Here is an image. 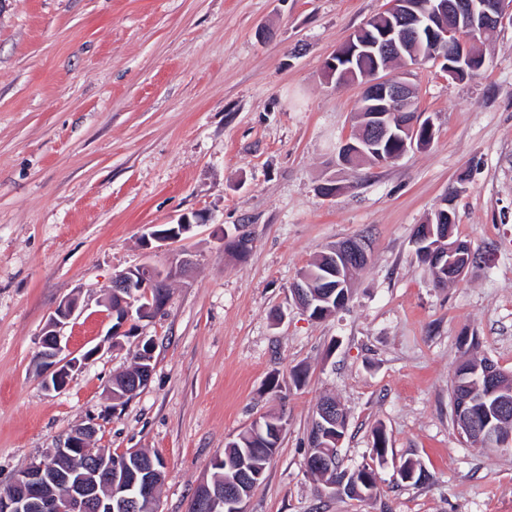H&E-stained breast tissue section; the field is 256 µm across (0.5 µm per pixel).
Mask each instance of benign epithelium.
<instances>
[{"label": "benign epithelium", "instance_id": "7a95c632", "mask_svg": "<svg viewBox=\"0 0 512 512\" xmlns=\"http://www.w3.org/2000/svg\"><path fill=\"white\" fill-rule=\"evenodd\" d=\"M512 22V0H430L422 4L419 0H389L384 21L368 38L355 33L348 42L328 59L325 68L329 79L340 87L356 83L361 89L356 118L360 133L354 139L344 138L338 148L339 158L350 162L356 157L370 154L381 163L400 159L406 153L425 148L433 140L434 127L430 120L405 122L401 116L412 111L415 87L405 74L390 75L389 68L395 60H405L415 54L422 41H427L432 58L442 62V70L451 77H458L448 58L470 60L472 53L463 36H472L495 28L504 21ZM367 55L373 60L372 72L361 78H350L340 63ZM398 142V150L387 153L386 146ZM450 205L443 199L437 209L438 229L427 226L414 242L420 247L435 240L422 254L434 266L461 277L470 263L457 261L456 252L460 242L451 240V232L444 226L450 214L444 207ZM202 217L181 215L177 222L168 225V230H157L149 235L150 240L174 242L182 238L191 228L200 223ZM367 259L365 246L359 241H348L333 249L327 270L335 276L350 269L351 264ZM166 278L156 275L154 268L140 266L129 268L114 275L112 289L106 306L118 324L112 327V335H124V326L134 317L146 318L163 308L167 297L159 291ZM138 287L146 303L138 305L131 288ZM296 303L307 313L315 307L316 300L305 283H297L292 289ZM78 310L73 298L63 300L49 317L42 333L38 361L44 372L47 388L61 390L66 387L77 361L62 356V329ZM145 363L130 386V394H136L147 385L152 371V350L142 353ZM338 406L325 404L319 416L312 422L314 446L329 438V430L340 426ZM94 428L83 427L59 448L56 458L69 460L70 467L62 471L54 461L47 458L33 462L14 476L8 485L0 487V512H135L141 499L155 500L156 491L164 478V471L141 458V451L127 450L115 454L105 449L96 452L88 448V440ZM481 436L489 448H509L512 433L501 430L492 418L484 419ZM224 490H213L208 481L200 482L194 497L195 507L208 512H248L247 503L253 491L261 484L264 471L245 463H226Z\"/></svg>", "mask_w": 512, "mask_h": 512}]
</instances>
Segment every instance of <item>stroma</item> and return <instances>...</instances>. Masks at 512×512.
Returning <instances> with one entry per match:
<instances>
[{
  "label": "stroma",
  "mask_w": 512,
  "mask_h": 512,
  "mask_svg": "<svg viewBox=\"0 0 512 512\" xmlns=\"http://www.w3.org/2000/svg\"><path fill=\"white\" fill-rule=\"evenodd\" d=\"M386 4L0 0V486L90 425L93 447L159 456L157 512H188L227 443L275 412L288 425L248 512H512V450L474 446L450 395L466 358L512 374V23L472 40L478 75L451 78L433 59L411 70L428 148L351 168L337 146L361 90L335 88L324 63ZM449 192L454 235L480 259L440 285L414 234ZM185 213L206 220L143 248ZM245 232L247 251L229 249ZM348 239L366 241L368 263L346 307L312 319L292 284ZM185 253L194 265L164 309L112 337L113 276ZM73 297L62 344L83 364L49 390L40 334ZM143 340L147 385L113 399ZM326 395L347 411L344 466L371 462L385 429L375 499L319 494L305 470ZM406 459L420 482L400 480Z\"/></svg>",
  "instance_id": "1"
}]
</instances>
